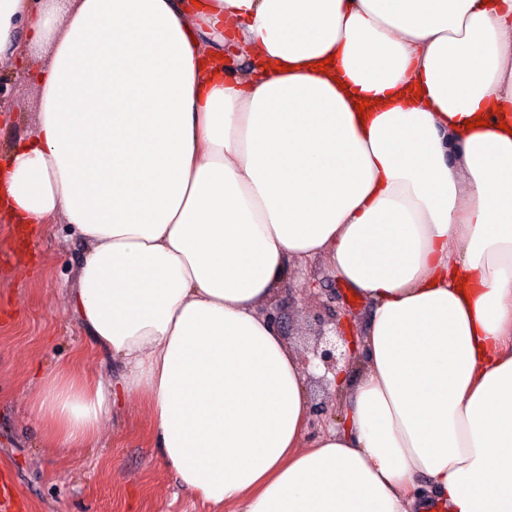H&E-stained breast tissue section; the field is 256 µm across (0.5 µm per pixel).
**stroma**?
I'll use <instances>...</instances> for the list:
<instances>
[{
    "mask_svg": "<svg viewBox=\"0 0 512 512\" xmlns=\"http://www.w3.org/2000/svg\"><path fill=\"white\" fill-rule=\"evenodd\" d=\"M0 86L1 159L32 132L37 106L23 70L0 72ZM2 252L13 260L0 264V478L12 480L21 512H209L161 462L148 411L135 396L113 404L94 447L45 446L33 409L43 376L63 368L99 375L112 385L121 369L95 347L69 305L84 245L66 225H52L22 245L10 225L0 223ZM350 294L327 259L291 266L273 301L286 322L284 337L302 352L319 325L329 331L343 323L361 334L372 309ZM321 375L310 369L305 381L310 402L323 401L328 408L311 417L312 438L343 414Z\"/></svg>",
    "mask_w": 512,
    "mask_h": 512,
    "instance_id": "stroma-1",
    "label": "stroma"
}]
</instances>
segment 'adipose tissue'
<instances>
[{
    "instance_id": "ef3b65f1",
    "label": "adipose tissue",
    "mask_w": 512,
    "mask_h": 512,
    "mask_svg": "<svg viewBox=\"0 0 512 512\" xmlns=\"http://www.w3.org/2000/svg\"><path fill=\"white\" fill-rule=\"evenodd\" d=\"M28 59L0 221L84 242L72 310L184 489L512 512V0H0V69ZM319 257L373 315L311 439L305 363L259 309ZM34 407L54 448L110 410L62 370Z\"/></svg>"
}]
</instances>
